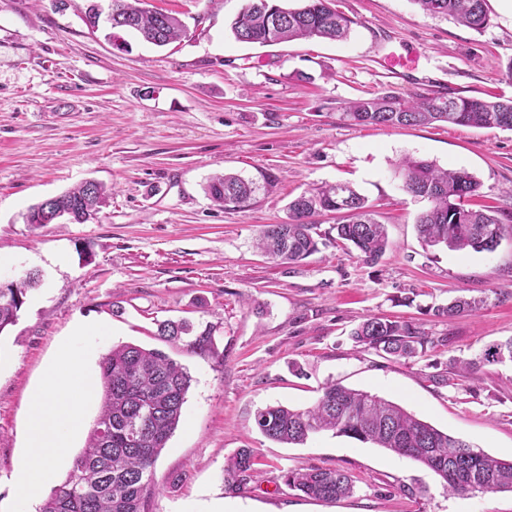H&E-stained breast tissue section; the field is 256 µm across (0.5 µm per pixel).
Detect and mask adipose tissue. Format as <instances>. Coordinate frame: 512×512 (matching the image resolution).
Returning a JSON list of instances; mask_svg holds the SVG:
<instances>
[{
	"mask_svg": "<svg viewBox=\"0 0 512 512\" xmlns=\"http://www.w3.org/2000/svg\"><path fill=\"white\" fill-rule=\"evenodd\" d=\"M98 392L95 375L72 353H63L36 393L29 416L25 463L14 480L22 512H28L43 486L54 479L57 463L84 426L83 406L93 402Z\"/></svg>",
	"mask_w": 512,
	"mask_h": 512,
	"instance_id": "obj_1",
	"label": "adipose tissue"
}]
</instances>
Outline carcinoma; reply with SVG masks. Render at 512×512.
Here are the masks:
<instances>
[{"label":"carcinoma","instance_id":"cac0c4a2","mask_svg":"<svg viewBox=\"0 0 512 512\" xmlns=\"http://www.w3.org/2000/svg\"><path fill=\"white\" fill-rule=\"evenodd\" d=\"M113 2L118 10L110 21L114 34L135 33L157 47L167 46L184 34L178 17L147 9L143 0ZM413 2L430 16L451 17L476 30L489 22L486 0ZM352 24L354 21L331 7V0H300L297 7L287 6L286 0H246L231 30L239 42L271 45L297 39H344ZM343 116L363 126L443 122L512 130V100L442 95L402 102L392 95H378L348 102ZM396 174L409 194L430 204L415 220L424 246L491 252L504 233L512 235L496 212L469 206L480 184L467 170L441 169L427 160L405 157L397 164ZM253 192L252 183L234 174L215 175L206 186L209 198L224 206L243 204ZM107 199L101 184L87 181L56 196L54 208L63 211L68 221L84 224L96 217ZM324 212L346 213L344 221L332 225L336 232L332 241L353 246L366 263H374L386 253V225L377 220L368 200L344 183L316 187L291 200L288 221L263 225L256 248L282 263L306 259L318 251L315 217ZM40 282L39 274L29 272L10 287L0 288V334L16 322L29 293ZM479 305L474 298L457 297L433 312L436 317L453 319L477 310ZM192 331L185 321L158 325V335L167 342H179ZM350 336L355 347L398 361H409L448 342L446 337L432 339L418 322L375 315L359 323ZM189 345L201 352L212 351L213 329L205 328ZM484 360L512 362V337L490 346ZM480 369L479 361L455 360L449 365L447 383L473 381ZM100 383L101 407L86 445L74 458L65 479L51 488L38 512H146L148 497L159 491L153 480L154 469L180 423L191 377L161 349L122 343L102 357ZM255 423L263 435L288 445L302 444L321 432L370 442L431 469L445 481L451 494L512 493V461L492 457L394 402L333 382L321 388L312 406L303 410L269 406L257 412ZM254 465L251 448H240L227 459L224 480L228 489L241 490ZM283 478L289 488L323 501L347 496L354 489L351 475L341 469H289Z\"/></svg>","mask_w":512,"mask_h":512}]
</instances>
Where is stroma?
Masks as SVG:
<instances>
[{"instance_id": "stroma-1", "label": "stroma", "mask_w": 512, "mask_h": 512, "mask_svg": "<svg viewBox=\"0 0 512 512\" xmlns=\"http://www.w3.org/2000/svg\"><path fill=\"white\" fill-rule=\"evenodd\" d=\"M83 3L0 0V278L41 276L0 333V512H17L13 480L48 369L73 348L98 371L120 343L161 349L192 377L148 512H512L510 492L448 494L435 472L372 443L324 432L280 444L255 424L258 410L309 407L336 381L512 459V364L484 365L472 383L441 381L452 360L512 337V237L491 252L424 248L415 218L427 203L395 175L409 156L466 169L480 183L472 205L510 214L512 130L342 116L375 93L512 99V0H487L481 30L414 0H334L354 22L348 39L272 46L234 39L244 0H146L179 16L186 35L159 48L128 33L121 50L90 30ZM224 172L257 193L213 203L204 187ZM89 180L110 193L97 219L26 223L30 207ZM339 182L386 224L379 261L333 244L292 265L256 250L260 226L287 221L293 198ZM460 296L482 309L432 315ZM374 314L419 320L448 343L406 362L355 351L351 330ZM166 320L213 326L214 351L160 340ZM79 322L95 335L76 338ZM240 448L258 460L235 493L224 464ZM311 466L345 470L353 494L322 501L284 483V471Z\"/></svg>"}]
</instances>
